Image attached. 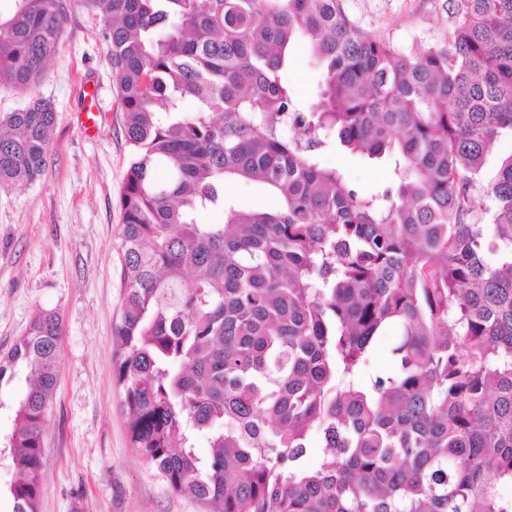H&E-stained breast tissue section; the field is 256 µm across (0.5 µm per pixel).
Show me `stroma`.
<instances>
[{
  "label": "stroma",
  "mask_w": 512,
  "mask_h": 512,
  "mask_svg": "<svg viewBox=\"0 0 512 512\" xmlns=\"http://www.w3.org/2000/svg\"><path fill=\"white\" fill-rule=\"evenodd\" d=\"M369 35L410 49L440 39L449 0H342ZM104 24L70 14L57 51L31 91L0 88V113L50 101L56 122L44 175L0 190V357L36 312L63 320L60 374L43 430L40 512H210L178 496L130 445L129 418L112 378L120 319L119 196L131 159ZM288 81L312 96L321 69L304 46L290 54ZM358 190L388 185L385 165L329 150Z\"/></svg>",
  "instance_id": "35a3bbf8"
}]
</instances>
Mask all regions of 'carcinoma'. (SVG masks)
Returning a JSON list of instances; mask_svg holds the SVG:
<instances>
[{
    "label": "carcinoma",
    "instance_id": "obj_1",
    "mask_svg": "<svg viewBox=\"0 0 512 512\" xmlns=\"http://www.w3.org/2000/svg\"><path fill=\"white\" fill-rule=\"evenodd\" d=\"M19 2L0 87L40 83L73 9L104 23L132 148L112 376L172 490L222 512H512V153L487 171L512 137V0H451L408 51L341 0ZM299 41L324 75L307 103L284 76ZM54 124L41 98L0 114V189L43 176ZM331 145L393 181L359 194L318 160ZM236 180L274 205L236 207ZM391 326L394 370L371 374ZM61 335L42 311L0 359L33 379L0 440L13 512L39 509Z\"/></svg>",
    "mask_w": 512,
    "mask_h": 512
}]
</instances>
